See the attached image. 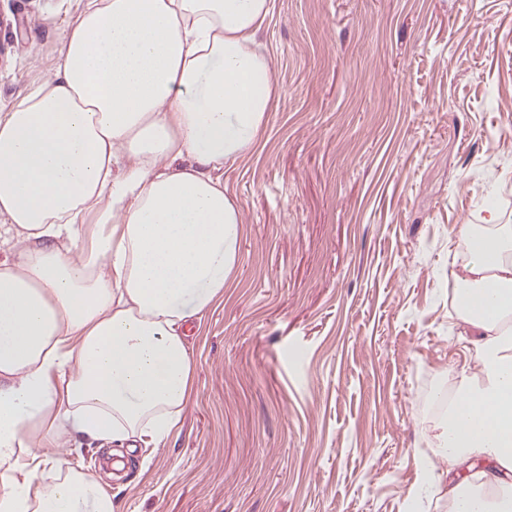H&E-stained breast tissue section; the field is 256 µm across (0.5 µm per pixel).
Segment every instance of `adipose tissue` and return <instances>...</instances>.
<instances>
[{
    "label": "adipose tissue",
    "instance_id": "ef3b65f1",
    "mask_svg": "<svg viewBox=\"0 0 512 512\" xmlns=\"http://www.w3.org/2000/svg\"><path fill=\"white\" fill-rule=\"evenodd\" d=\"M272 0H87L61 64L0 113V512H118L56 451L179 432L188 336L223 298L242 212L219 173L278 92L254 48ZM472 357L419 492L512 512V225H465Z\"/></svg>",
    "mask_w": 512,
    "mask_h": 512
}]
</instances>
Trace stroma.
<instances>
[{
    "label": "stroma",
    "mask_w": 512,
    "mask_h": 512,
    "mask_svg": "<svg viewBox=\"0 0 512 512\" xmlns=\"http://www.w3.org/2000/svg\"><path fill=\"white\" fill-rule=\"evenodd\" d=\"M82 5L0 0V113ZM258 42L278 94L224 167L236 270L192 329L179 434L106 489L119 512H406L460 381L459 230L512 225V0H273Z\"/></svg>",
    "instance_id": "35a3bbf8"
}]
</instances>
